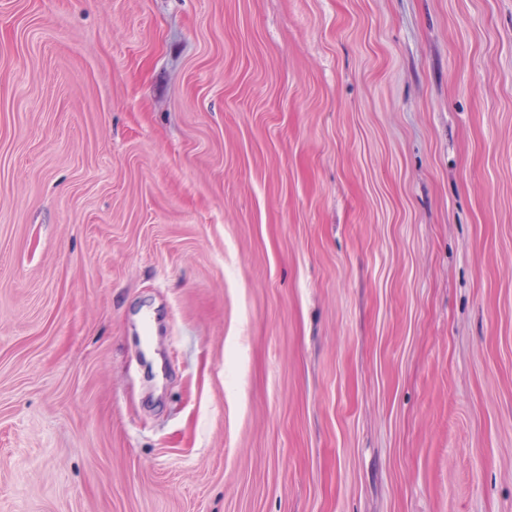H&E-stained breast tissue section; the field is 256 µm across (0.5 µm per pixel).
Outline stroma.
I'll return each instance as SVG.
<instances>
[{"mask_svg": "<svg viewBox=\"0 0 512 512\" xmlns=\"http://www.w3.org/2000/svg\"><path fill=\"white\" fill-rule=\"evenodd\" d=\"M0 512H512V0H0Z\"/></svg>", "mask_w": 512, "mask_h": 512, "instance_id": "1", "label": "stroma"}]
</instances>
